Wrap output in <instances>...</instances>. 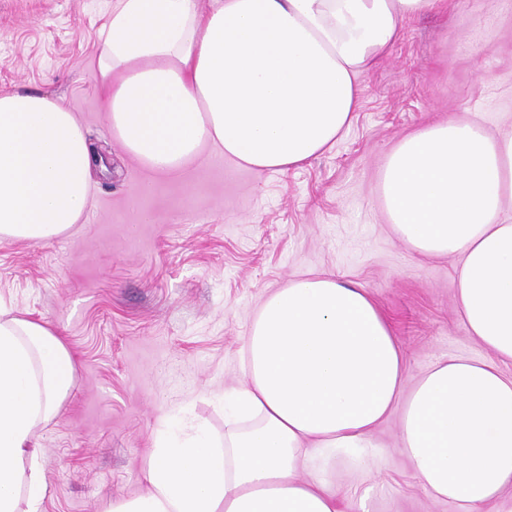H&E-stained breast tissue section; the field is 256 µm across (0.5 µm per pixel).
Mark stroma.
Returning <instances> with one entry per match:
<instances>
[{"label":"stroma","instance_id":"35a3bbf8","mask_svg":"<svg viewBox=\"0 0 512 512\" xmlns=\"http://www.w3.org/2000/svg\"><path fill=\"white\" fill-rule=\"evenodd\" d=\"M112 0H0V93L40 92L75 113L105 156L78 224L51 241L0 237V302L47 326L75 384L35 432L41 512H106L144 493L165 418L224 433L219 397L243 376L244 338L266 295L329 274L363 286L400 344L409 379L452 356L492 360L456 309V256L405 246L379 176L406 135L451 119L512 132V0H436L403 21L362 78L336 146L279 173L202 145L178 171L128 155L96 83ZM400 411L377 425L379 463L336 461L374 512H457L432 500L399 451Z\"/></svg>","mask_w":512,"mask_h":512}]
</instances>
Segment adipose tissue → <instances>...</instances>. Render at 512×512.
<instances>
[{
	"mask_svg": "<svg viewBox=\"0 0 512 512\" xmlns=\"http://www.w3.org/2000/svg\"><path fill=\"white\" fill-rule=\"evenodd\" d=\"M432 0H115L99 86L114 135L159 172L203 143L286 171L350 127L362 76L402 21ZM93 154L77 118L35 92L0 94V236L50 240L90 199ZM385 212L413 250L458 256L470 336L512 364V134L451 119L403 138L380 175ZM238 386L222 395L223 440L159 434L146 493L108 512H340L338 454L367 468L375 427L400 410V451L427 494L479 512L512 490V375L467 357L406 386L400 347L361 287L295 279L264 300ZM75 382L42 324L0 310V512H40L46 481L30 443ZM347 498V497H346Z\"/></svg>",
	"mask_w": 512,
	"mask_h": 512,
	"instance_id": "ef3b65f1",
	"label": "adipose tissue"
}]
</instances>
